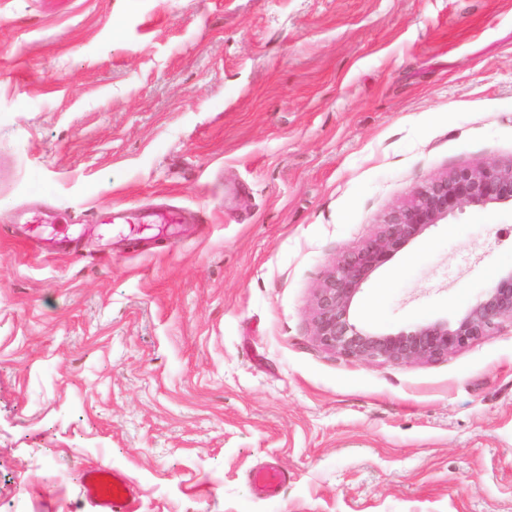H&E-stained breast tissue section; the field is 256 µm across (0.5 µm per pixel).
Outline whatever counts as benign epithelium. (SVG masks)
Instances as JSON below:
<instances>
[{"instance_id": "1", "label": "benign epithelium", "mask_w": 512, "mask_h": 512, "mask_svg": "<svg viewBox=\"0 0 512 512\" xmlns=\"http://www.w3.org/2000/svg\"><path fill=\"white\" fill-rule=\"evenodd\" d=\"M512 206V162H488L435 175L410 199L391 209L360 248L336 260L315 293L314 336L325 349L367 363L434 361L492 333L512 320V270L497 277L468 311L453 322L437 320L395 333L357 327L353 306L363 284L431 227L467 208Z\"/></svg>"}]
</instances>
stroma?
I'll return each instance as SVG.
<instances>
[{
    "label": "stroma",
    "instance_id": "1",
    "mask_svg": "<svg viewBox=\"0 0 512 512\" xmlns=\"http://www.w3.org/2000/svg\"><path fill=\"white\" fill-rule=\"evenodd\" d=\"M512 161V0H0V512H512V322L430 361L313 336L314 292L431 176ZM199 221L28 242L112 206ZM512 269L465 209L353 321L455 320ZM289 480L257 498L250 471ZM82 478L85 495L96 512H132L136 492L121 474L89 468Z\"/></svg>",
    "mask_w": 512,
    "mask_h": 512
}]
</instances>
